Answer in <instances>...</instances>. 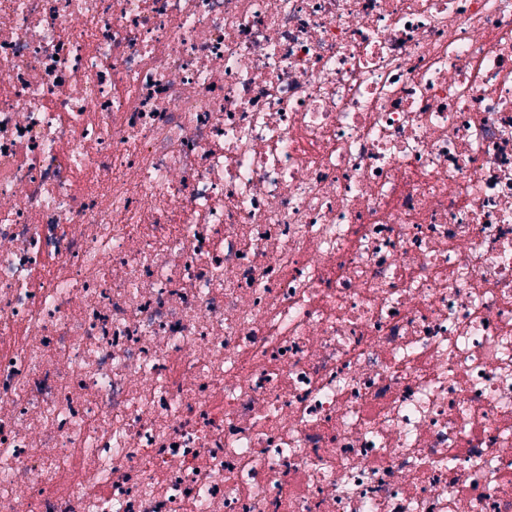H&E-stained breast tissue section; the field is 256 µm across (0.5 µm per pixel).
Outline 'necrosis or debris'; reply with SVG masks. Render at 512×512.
Returning <instances> with one entry per match:
<instances>
[{
  "label": "necrosis or debris",
  "mask_w": 512,
  "mask_h": 512,
  "mask_svg": "<svg viewBox=\"0 0 512 512\" xmlns=\"http://www.w3.org/2000/svg\"><path fill=\"white\" fill-rule=\"evenodd\" d=\"M0 512H512V0H0Z\"/></svg>",
  "instance_id": "4bbe7bcc"
}]
</instances>
